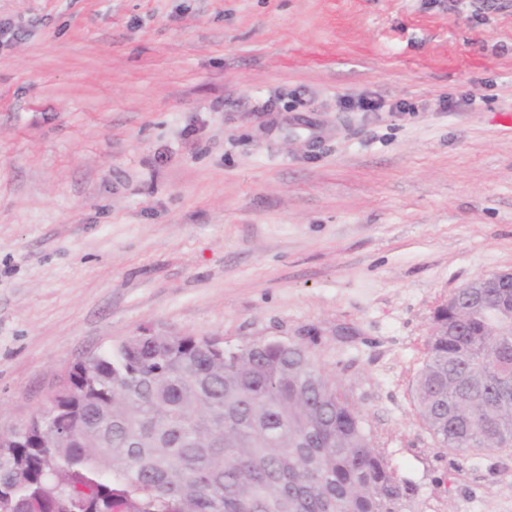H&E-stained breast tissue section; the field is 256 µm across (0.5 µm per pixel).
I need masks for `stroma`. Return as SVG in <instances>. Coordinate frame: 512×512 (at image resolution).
Listing matches in <instances>:
<instances>
[{
    "label": "stroma",
    "mask_w": 512,
    "mask_h": 512,
    "mask_svg": "<svg viewBox=\"0 0 512 512\" xmlns=\"http://www.w3.org/2000/svg\"><path fill=\"white\" fill-rule=\"evenodd\" d=\"M0 26V429L145 331L296 343L408 512H512V455L441 447L414 397L435 310L512 268V2L0 0Z\"/></svg>",
    "instance_id": "obj_1"
}]
</instances>
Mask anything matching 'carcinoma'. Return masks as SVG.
Listing matches in <instances>:
<instances>
[{"label": "carcinoma", "instance_id": "1", "mask_svg": "<svg viewBox=\"0 0 512 512\" xmlns=\"http://www.w3.org/2000/svg\"><path fill=\"white\" fill-rule=\"evenodd\" d=\"M464 297L415 383L442 447L512 453V329ZM0 447V512H404L416 489L299 344L148 331L75 363Z\"/></svg>", "mask_w": 512, "mask_h": 512}]
</instances>
